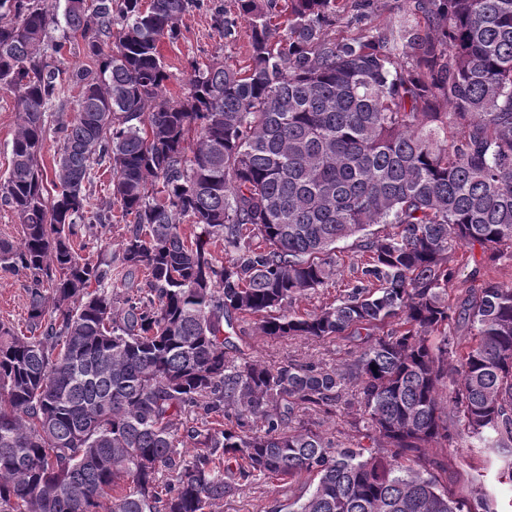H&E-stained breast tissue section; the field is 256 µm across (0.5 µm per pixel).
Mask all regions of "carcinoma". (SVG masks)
Segmentation results:
<instances>
[{
  "mask_svg": "<svg viewBox=\"0 0 512 512\" xmlns=\"http://www.w3.org/2000/svg\"><path fill=\"white\" fill-rule=\"evenodd\" d=\"M234 2L214 28L246 22L250 65L191 63L174 100L159 42L204 0H0L18 111L0 201L23 226L0 267L26 277L34 332L0 325V512H211L304 474L285 512H500L441 475L459 438L512 483V287L448 297L455 246L512 255V0H406L386 31L342 40L324 29L373 0ZM60 8L90 64L66 75L77 111L55 114L52 195ZM96 166L112 183L93 209ZM116 210L118 251L82 257L85 220ZM358 234L357 284L290 310ZM246 318L362 346L330 369L271 364L230 340ZM350 386L347 446L304 413L332 418Z\"/></svg>",
  "mask_w": 512,
  "mask_h": 512,
  "instance_id": "cac0c4a2",
  "label": "carcinoma"
}]
</instances>
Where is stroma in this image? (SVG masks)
<instances>
[{"label": "stroma", "instance_id": "1", "mask_svg": "<svg viewBox=\"0 0 512 512\" xmlns=\"http://www.w3.org/2000/svg\"><path fill=\"white\" fill-rule=\"evenodd\" d=\"M405 0H374V12L370 18L344 17L336 25L328 27L331 39H342L360 34H372L389 28L402 14ZM180 36L176 41H162L160 53L169 79L165 84L167 97H180L184 88L185 71L189 61L207 64L219 61L235 69L249 63L246 25H239L234 39H224L213 26L211 13L206 9H193L182 16ZM451 260L458 269L456 280L448 290L450 298L465 296L466 292L481 282L482 275L512 286V257L505 256L494 262H484L472 257L468 248L457 247L451 252ZM365 261V255L356 239L343 244L338 257V272L333 282L298 300L294 308L304 313L332 303L347 284L355 281ZM27 293L23 276L0 269V323L15 332L29 333ZM236 344L249 356L270 363L288 359L303 361L316 359L332 367L347 359L357 346L356 339L339 338L333 341L315 342L300 338H270L261 335L252 320H240L235 328ZM484 471L485 485L498 497L501 512H512V485L499 482L494 468L484 458L465 444H457L452 450V462L448 467V483L455 490L470 491V478L476 471ZM309 477H301L292 486L262 481L242 488L233 500L221 502L217 512H276L279 505L289 498L307 493Z\"/></svg>", "mask_w": 512, "mask_h": 512}]
</instances>
